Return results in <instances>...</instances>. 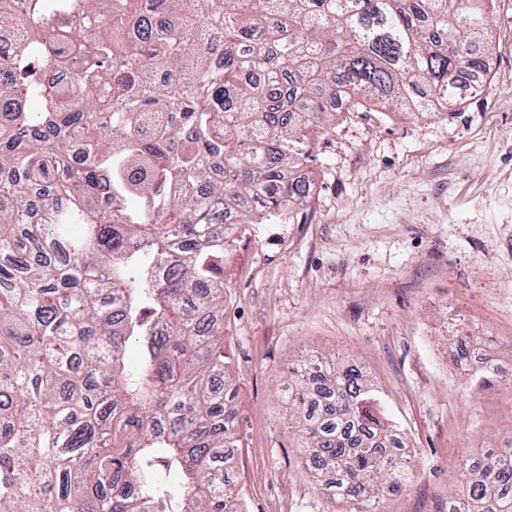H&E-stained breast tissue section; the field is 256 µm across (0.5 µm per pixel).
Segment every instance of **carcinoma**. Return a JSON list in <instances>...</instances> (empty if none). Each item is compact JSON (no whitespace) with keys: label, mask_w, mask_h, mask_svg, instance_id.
I'll use <instances>...</instances> for the list:
<instances>
[{"label":"carcinoma","mask_w":512,"mask_h":512,"mask_svg":"<svg viewBox=\"0 0 512 512\" xmlns=\"http://www.w3.org/2000/svg\"><path fill=\"white\" fill-rule=\"evenodd\" d=\"M492 4L0 0V512H243L225 252L308 205L286 172L312 161L336 91L348 112L414 90L457 111L458 75L489 71ZM284 399L347 512L414 481L387 462L380 390L340 358L289 363ZM460 466L470 494L448 512H512V442Z\"/></svg>","instance_id":"cac0c4a2"}]
</instances>
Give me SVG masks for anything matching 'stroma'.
I'll return each mask as SVG.
<instances>
[{
	"label": "stroma",
	"instance_id": "1",
	"mask_svg": "<svg viewBox=\"0 0 512 512\" xmlns=\"http://www.w3.org/2000/svg\"><path fill=\"white\" fill-rule=\"evenodd\" d=\"M490 14V83L456 112L337 113L307 207L249 225L224 258V345L240 388L248 512H343L303 467L288 363L345 357L382 391L414 468L383 512H446L456 464L512 439V392L454 363L455 314L512 366V0Z\"/></svg>",
	"mask_w": 512,
	"mask_h": 512
}]
</instances>
